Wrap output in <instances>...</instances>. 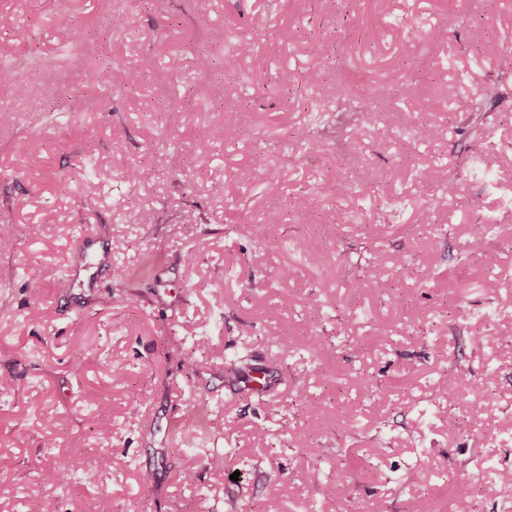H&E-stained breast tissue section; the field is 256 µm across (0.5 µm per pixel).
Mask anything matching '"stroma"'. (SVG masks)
Segmentation results:
<instances>
[{
	"label": "stroma",
	"instance_id": "stroma-1",
	"mask_svg": "<svg viewBox=\"0 0 512 512\" xmlns=\"http://www.w3.org/2000/svg\"><path fill=\"white\" fill-rule=\"evenodd\" d=\"M510 35L512 0H0V56L42 61L0 87V512H502ZM83 235L108 258L75 276Z\"/></svg>",
	"mask_w": 512,
	"mask_h": 512
}]
</instances>
